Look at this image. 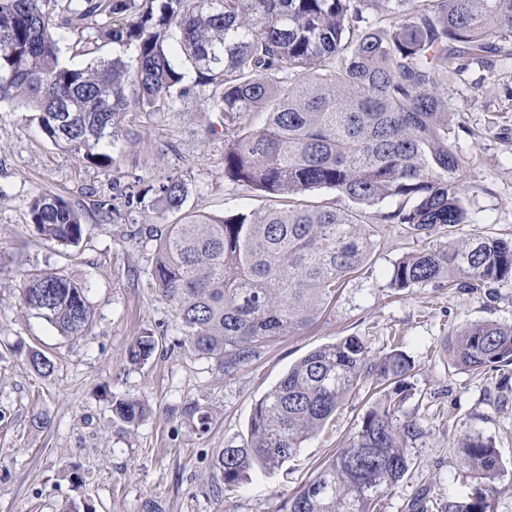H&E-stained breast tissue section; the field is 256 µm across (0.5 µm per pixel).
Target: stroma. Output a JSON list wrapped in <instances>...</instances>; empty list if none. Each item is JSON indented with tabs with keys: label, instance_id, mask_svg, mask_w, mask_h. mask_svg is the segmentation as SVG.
Segmentation results:
<instances>
[{
	"label": "stroma",
	"instance_id": "obj_1",
	"mask_svg": "<svg viewBox=\"0 0 512 512\" xmlns=\"http://www.w3.org/2000/svg\"><path fill=\"white\" fill-rule=\"evenodd\" d=\"M448 106L467 128L457 145L472 157L462 178L472 188L473 221L461 233H510L512 63L470 66L464 80L449 83ZM197 107L184 100L162 119L127 113L108 172L54 147L33 113L0 107V512H277L353 434L367 409L364 396L344 402L297 460L271 474L255 472L240 488H224L222 451L246 441L256 402L291 364L347 336L362 338L374 355L402 341L415 364L405 409L425 434L379 512H407L421 491L441 504L470 493L473 482L455 449L467 431L495 440L505 466L495 512H512V368L502 375L448 367V343L457 331L484 320L512 323V280L488 295L452 293L434 283L396 293L389 286L395 262L424 243L402 225L388 226L313 325L278 339L250 367L228 375L215 360L184 350L171 307L150 283L152 253L131 237L142 225L162 227L179 216L145 203L127 208L126 187L178 175L189 185L187 209L221 216L268 205L259 193L225 180L223 117L197 119ZM43 190L83 213L79 244L46 241L31 224L29 200ZM103 197L112 198L114 214L93 208ZM42 272L88 286L93 314L84 336H62L23 309L25 278ZM142 332L157 346L148 361L133 364L128 349ZM31 350L53 360L52 375L30 367ZM116 395L146 404L137 427L113 415ZM193 403L211 415L210 428L188 421ZM38 415L47 424H35Z\"/></svg>",
	"mask_w": 512,
	"mask_h": 512
}]
</instances>
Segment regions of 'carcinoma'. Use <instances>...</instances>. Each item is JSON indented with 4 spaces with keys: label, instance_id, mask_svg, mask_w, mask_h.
<instances>
[{
    "label": "carcinoma",
    "instance_id": "carcinoma-1",
    "mask_svg": "<svg viewBox=\"0 0 512 512\" xmlns=\"http://www.w3.org/2000/svg\"><path fill=\"white\" fill-rule=\"evenodd\" d=\"M75 37L84 66L62 60ZM132 55H96L100 45ZM512 60V0H0V105L36 113L45 137L109 171L126 112L173 110L209 91L200 116L224 114V177L273 202L258 212L211 217L184 210L189 186L169 175L125 193L147 192L179 222L137 230L155 242L149 276L171 306L182 345L229 374L252 365L268 342L311 326L362 266L386 224L446 240L403 255L390 285L429 283L470 294L512 279V237L459 238L471 223L461 173L471 158L455 144L448 82L472 64ZM261 116L262 124L248 122ZM330 189L350 202L310 204ZM396 206L365 222L363 209ZM29 218L47 240L77 244L83 216L63 196L41 191ZM22 305L70 338L92 317L88 288L57 272L29 277ZM152 335L134 338L144 362ZM451 366L489 373L512 365V324L485 320L457 332ZM411 358L400 348L370 354L347 336L304 355L254 407L248 440L222 454L224 489L298 457L352 394L375 399L343 446L277 512H374L409 470L423 434L401 412ZM112 411L136 426L147 408L117 398ZM458 461L476 479L442 512H494L504 472L490 437L467 432Z\"/></svg>",
    "mask_w": 512,
    "mask_h": 512
}]
</instances>
